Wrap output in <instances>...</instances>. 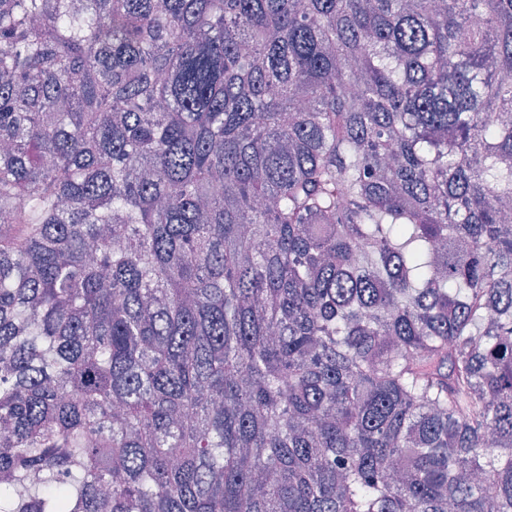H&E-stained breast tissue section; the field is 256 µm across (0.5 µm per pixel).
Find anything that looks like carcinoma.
Listing matches in <instances>:
<instances>
[{
    "instance_id": "obj_1",
    "label": "carcinoma",
    "mask_w": 512,
    "mask_h": 512,
    "mask_svg": "<svg viewBox=\"0 0 512 512\" xmlns=\"http://www.w3.org/2000/svg\"><path fill=\"white\" fill-rule=\"evenodd\" d=\"M511 111L512 0H0V512H512Z\"/></svg>"
}]
</instances>
